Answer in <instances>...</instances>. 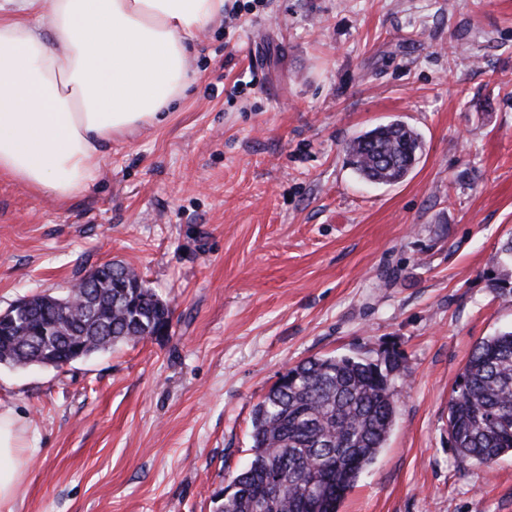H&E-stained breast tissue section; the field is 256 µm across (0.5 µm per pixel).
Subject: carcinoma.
<instances>
[{"label": "carcinoma", "instance_id": "cac0c4a2", "mask_svg": "<svg viewBox=\"0 0 512 512\" xmlns=\"http://www.w3.org/2000/svg\"><path fill=\"white\" fill-rule=\"evenodd\" d=\"M422 152L420 135L392 122L351 140L352 168L372 183L403 180ZM99 279H81L60 295L31 298L25 323L0 322V365L41 361L70 365V351L86 355L118 343H137L171 325L169 305L133 268L98 267ZM402 356L381 361L321 356L289 368L252 411V458L216 500L215 512H309L331 482L332 508L384 448L396 418L393 381ZM448 437L462 462L490 470L512 452V330L479 342L448 401ZM280 476L274 509L262 506L266 485Z\"/></svg>", "mask_w": 512, "mask_h": 512}]
</instances>
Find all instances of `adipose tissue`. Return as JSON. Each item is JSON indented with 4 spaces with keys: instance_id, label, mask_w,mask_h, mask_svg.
I'll use <instances>...</instances> for the list:
<instances>
[{
    "instance_id": "ef3b65f1",
    "label": "adipose tissue",
    "mask_w": 512,
    "mask_h": 512,
    "mask_svg": "<svg viewBox=\"0 0 512 512\" xmlns=\"http://www.w3.org/2000/svg\"><path fill=\"white\" fill-rule=\"evenodd\" d=\"M227 0H0V176L66 199L115 140L163 123L189 47ZM23 417L0 409V512H17Z\"/></svg>"
}]
</instances>
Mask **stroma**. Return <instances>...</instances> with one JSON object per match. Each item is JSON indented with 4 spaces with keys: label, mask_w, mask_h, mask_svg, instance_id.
I'll return each mask as SVG.
<instances>
[{
    "label": "stroma",
    "mask_w": 512,
    "mask_h": 512,
    "mask_svg": "<svg viewBox=\"0 0 512 512\" xmlns=\"http://www.w3.org/2000/svg\"><path fill=\"white\" fill-rule=\"evenodd\" d=\"M199 34L170 119L113 142L58 200L0 176V312L107 262L172 310L167 335L64 369L0 366L32 449L18 512H213L254 405L311 357L402 353L396 422L339 512H512V455L458 462L448 401L512 329V0H238ZM400 120L409 177L345 146ZM421 152L420 135L400 122L376 126L353 138L346 147L352 168L363 179L381 184L403 180Z\"/></svg>",
    "instance_id": "obj_1"
}]
</instances>
